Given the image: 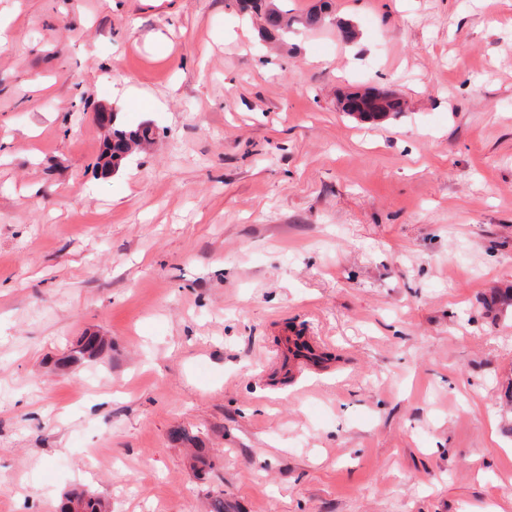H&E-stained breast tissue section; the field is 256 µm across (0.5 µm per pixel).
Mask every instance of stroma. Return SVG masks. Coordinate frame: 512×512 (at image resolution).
<instances>
[{"label": "stroma", "instance_id": "stroma-1", "mask_svg": "<svg viewBox=\"0 0 512 512\" xmlns=\"http://www.w3.org/2000/svg\"><path fill=\"white\" fill-rule=\"evenodd\" d=\"M282 5L0 0V512H512V0ZM240 11L251 10L264 20L262 32L266 38L276 39L282 36L288 27L297 22L294 17L288 18V10L277 7L269 0H233ZM117 115L112 113L110 135L111 144H104L105 147L112 149V157H119V153L129 152V155L137 150L143 149L152 140L153 130L149 123H143L137 128H128L117 122ZM123 158L116 172L120 170L126 159ZM115 172V173H116ZM80 340L85 341L80 345L78 350L74 351L75 355L66 356L62 361H60V367L64 368L67 367L69 363L75 364L78 363L80 360H88L85 359L86 355L90 358H99L104 354L108 346H105V340L99 336H83ZM320 344L317 340H307L299 336H282L277 345L274 360H279L280 366L285 370L294 367L301 368L304 362H313L311 357L316 353ZM105 508L101 497L83 490H73L65 495L60 511L73 512L76 509L80 512H102Z\"/></svg>", "mask_w": 512, "mask_h": 512}]
</instances>
